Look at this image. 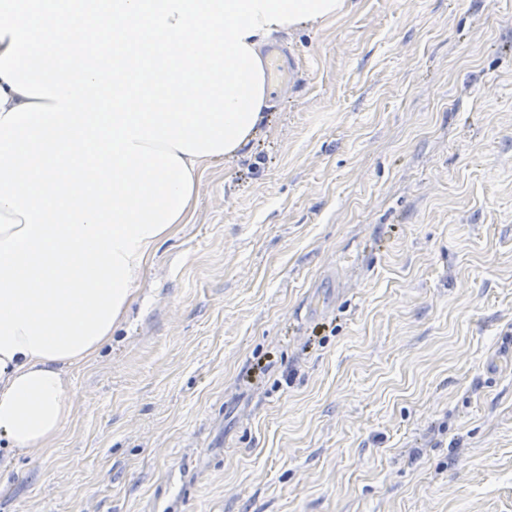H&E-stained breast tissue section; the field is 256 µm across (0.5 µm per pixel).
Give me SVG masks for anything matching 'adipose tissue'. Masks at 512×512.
<instances>
[{
    "instance_id": "adipose-tissue-1",
    "label": "adipose tissue",
    "mask_w": 512,
    "mask_h": 512,
    "mask_svg": "<svg viewBox=\"0 0 512 512\" xmlns=\"http://www.w3.org/2000/svg\"><path fill=\"white\" fill-rule=\"evenodd\" d=\"M351 0H0V469L54 446L203 172L254 145L262 49ZM135 45L95 51L99 31Z\"/></svg>"
}]
</instances>
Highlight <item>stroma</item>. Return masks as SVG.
Segmentation results:
<instances>
[{
    "label": "stroma",
    "instance_id": "obj_1",
    "mask_svg": "<svg viewBox=\"0 0 512 512\" xmlns=\"http://www.w3.org/2000/svg\"><path fill=\"white\" fill-rule=\"evenodd\" d=\"M210 166L0 512H512V0H353Z\"/></svg>",
    "mask_w": 512,
    "mask_h": 512
}]
</instances>
